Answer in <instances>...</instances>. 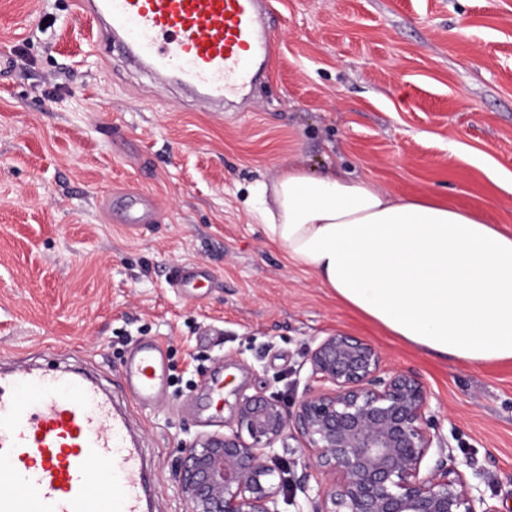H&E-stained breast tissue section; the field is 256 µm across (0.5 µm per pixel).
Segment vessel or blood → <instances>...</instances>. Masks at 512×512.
Instances as JSON below:
<instances>
[{"label":"vessel or blood","mask_w":512,"mask_h":512,"mask_svg":"<svg viewBox=\"0 0 512 512\" xmlns=\"http://www.w3.org/2000/svg\"><path fill=\"white\" fill-rule=\"evenodd\" d=\"M108 33L126 61L162 83L192 88L212 108L254 76L269 55L270 0H74ZM116 223L138 228L156 208L143 191L121 194ZM210 276L201 266L173 270L185 296ZM123 390L140 407L165 393L162 344L138 343ZM154 489L129 414L92 373L57 365L0 371V512H153Z\"/></svg>","instance_id":"1"}]
</instances>
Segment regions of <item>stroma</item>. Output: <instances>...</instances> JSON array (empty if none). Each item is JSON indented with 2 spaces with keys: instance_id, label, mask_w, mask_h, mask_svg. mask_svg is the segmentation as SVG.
<instances>
[{
  "instance_id": "35a3bbf8",
  "label": "stroma",
  "mask_w": 512,
  "mask_h": 512,
  "mask_svg": "<svg viewBox=\"0 0 512 512\" xmlns=\"http://www.w3.org/2000/svg\"><path fill=\"white\" fill-rule=\"evenodd\" d=\"M264 79L221 112L98 51L71 0H0V367L52 358L114 388L135 344H165L167 392L130 418L157 512H185L181 446L226 430L241 396L301 398L305 351L341 330L419 375L486 496L512 506V362L440 360L387 336L265 238L246 201L294 163L391 194H435L512 228V0H272ZM149 191L128 232L104 202ZM199 264V300L168 285ZM224 374V399L202 394Z\"/></svg>"
}]
</instances>
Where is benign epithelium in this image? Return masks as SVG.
I'll return each mask as SVG.
<instances>
[{"mask_svg":"<svg viewBox=\"0 0 512 512\" xmlns=\"http://www.w3.org/2000/svg\"><path fill=\"white\" fill-rule=\"evenodd\" d=\"M305 364L313 386L300 399L243 396L227 431L181 448L186 512H278L275 445L288 431L305 453L299 512H502L483 468L453 454L419 377L341 331L313 340Z\"/></svg>","mask_w":512,"mask_h":512,"instance_id":"benign-epithelium-1","label":"benign epithelium"}]
</instances>
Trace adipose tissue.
<instances>
[{"mask_svg": "<svg viewBox=\"0 0 512 512\" xmlns=\"http://www.w3.org/2000/svg\"><path fill=\"white\" fill-rule=\"evenodd\" d=\"M249 206L289 263L404 344L476 366L512 360V230L289 164Z\"/></svg>", "mask_w": 512, "mask_h": 512, "instance_id": "ef3b65f1", "label": "adipose tissue"}]
</instances>
